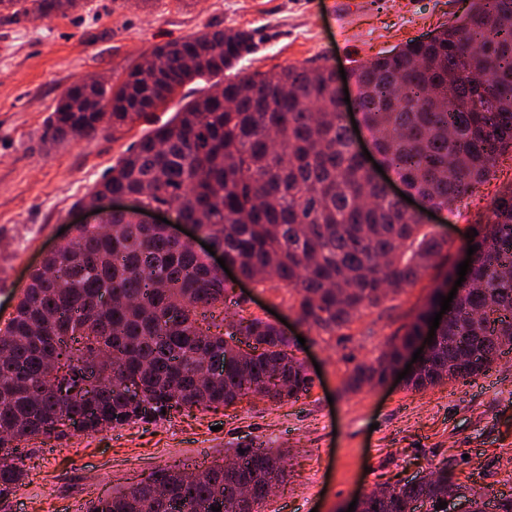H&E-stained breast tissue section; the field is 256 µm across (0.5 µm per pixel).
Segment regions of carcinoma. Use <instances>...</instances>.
Wrapping results in <instances>:
<instances>
[{
    "instance_id": "obj_1",
    "label": "carcinoma",
    "mask_w": 512,
    "mask_h": 512,
    "mask_svg": "<svg viewBox=\"0 0 512 512\" xmlns=\"http://www.w3.org/2000/svg\"><path fill=\"white\" fill-rule=\"evenodd\" d=\"M86 0H0L7 18L81 9ZM255 48L242 29L203 32L155 47L119 84L68 87L45 121L43 143L95 134L144 116L195 79L222 77L165 125L143 136L79 206L135 193L195 224L240 275L296 293V321L332 333L413 284L445 241L423 232L358 153L326 65L241 74ZM374 149L433 209L473 194L512 150V0H471L456 24L347 75ZM470 277L436 329L430 355L408 373L419 390L485 372L512 352V186L470 240ZM229 286L189 241L124 214L81 224L30 275L15 315L0 326V512L24 478L30 443L71 429L148 423L185 408L250 395L297 400L312 387L277 325L226 322ZM438 290L392 341L378 366L360 364L347 388L383 381L433 316ZM219 355L223 373L205 371ZM250 443L235 468L188 477L174 469L89 503L86 512H258L284 479L281 452ZM464 489L448 463L373 492L366 512H448ZM474 512H512V497L469 489Z\"/></svg>"
}]
</instances>
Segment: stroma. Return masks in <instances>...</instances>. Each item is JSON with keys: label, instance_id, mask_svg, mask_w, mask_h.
I'll return each mask as SVG.
<instances>
[{"label": "stroma", "instance_id": "35a3bbf8", "mask_svg": "<svg viewBox=\"0 0 512 512\" xmlns=\"http://www.w3.org/2000/svg\"><path fill=\"white\" fill-rule=\"evenodd\" d=\"M467 0H87L84 9L43 19L0 17V325L12 317L44 256L88 220L76 201L108 175L127 149L171 120L205 87L196 80L166 105L126 125L46 150L44 121L69 86L90 77L121 82L155 46L204 31L253 30L257 52L242 73L313 61L350 67L454 24ZM512 185V152L492 176L432 229L446 245L415 286L364 310L333 333L297 324L295 294L277 283L236 285L228 315L288 324L293 353L320 373L295 401L246 397L154 423L36 441L12 496L25 512H85L97 498L129 488L163 467L186 468L204 453L232 457L251 441L282 451L286 476L265 512H347L363 494L451 463L457 483L512 495V354L484 374L411 390L389 378L349 392L353 368L376 363L402 335L434 286L461 262L466 235Z\"/></svg>", "mask_w": 512, "mask_h": 512}]
</instances>
